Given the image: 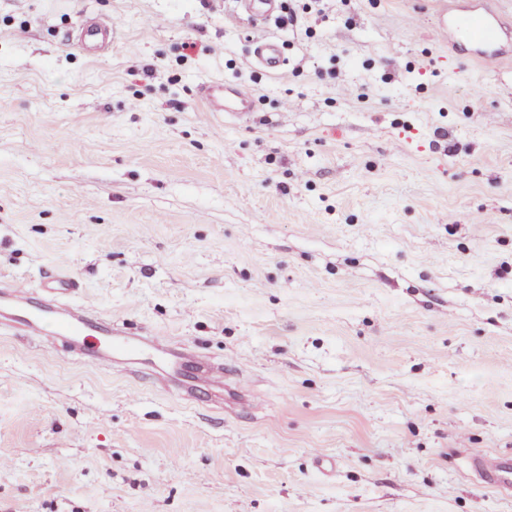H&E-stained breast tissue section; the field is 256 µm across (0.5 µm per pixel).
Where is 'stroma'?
Instances as JSON below:
<instances>
[{
	"label": "stroma",
	"mask_w": 512,
	"mask_h": 512,
	"mask_svg": "<svg viewBox=\"0 0 512 512\" xmlns=\"http://www.w3.org/2000/svg\"><path fill=\"white\" fill-rule=\"evenodd\" d=\"M455 5L0 0V280L64 264L243 372L189 400L0 320V512H512L470 464L512 454V58L453 48ZM255 54L258 61L269 73L279 72L285 62L279 44L272 40L258 42ZM200 96L212 112H228L239 118L247 116L253 106V96L249 90L220 81L204 86Z\"/></svg>",
	"instance_id": "35a3bbf8"
}]
</instances>
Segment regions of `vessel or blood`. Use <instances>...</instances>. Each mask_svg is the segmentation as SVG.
Segmentation results:
<instances>
[{
    "label": "vessel or blood",
    "instance_id": "b4317fda",
    "mask_svg": "<svg viewBox=\"0 0 512 512\" xmlns=\"http://www.w3.org/2000/svg\"><path fill=\"white\" fill-rule=\"evenodd\" d=\"M476 6L464 15L449 14L439 20L438 27L449 38L468 44L472 59L494 63L504 58L503 35L505 23L502 15L490 8L488 0H475ZM256 57L270 73L279 72L284 57L279 44L268 40L259 42ZM211 111L225 112L236 117L249 114L253 106L251 92L237 85L214 82L200 92ZM73 281L64 271H57L46 290L47 298L41 304H33L28 290L18 281L0 286V298L7 300L11 311L4 319L20 328L28 336L72 338L83 358L96 365H111L119 348L111 337L109 321L90 308H75L66 304L72 292ZM180 360L191 369L190 379H178L177 384L186 397H193L202 386L220 383L228 372L223 365L199 358L191 352H183ZM471 467L484 484L508 489L512 487V457L477 455L470 461Z\"/></svg>",
    "mask_w": 512,
    "mask_h": 512
}]
</instances>
